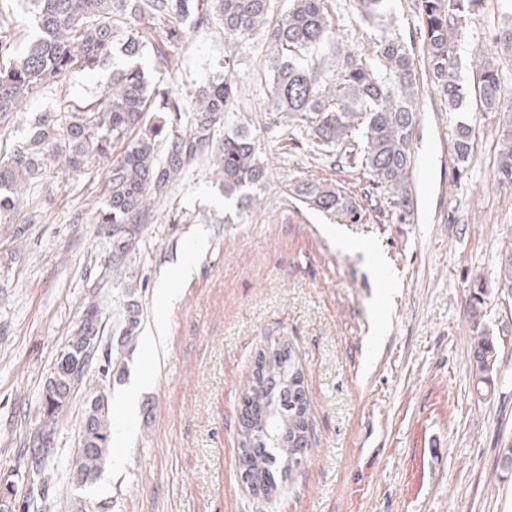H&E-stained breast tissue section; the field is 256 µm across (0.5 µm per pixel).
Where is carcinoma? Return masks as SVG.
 I'll return each instance as SVG.
<instances>
[{
  "label": "carcinoma",
  "mask_w": 512,
  "mask_h": 512,
  "mask_svg": "<svg viewBox=\"0 0 512 512\" xmlns=\"http://www.w3.org/2000/svg\"><path fill=\"white\" fill-rule=\"evenodd\" d=\"M31 6L35 33L20 47L0 31V119L19 110L23 102L48 85L63 82L75 69L95 71L120 54L125 67L112 69V84L62 117L42 112L27 137L0 157V223L20 208L23 197L45 170L46 161L63 159L68 170L80 172L115 145L122 152L112 160L107 197L95 216L108 227L112 239V267L117 268L137 250L143 225L154 218L153 208L167 196L176 177L197 161L211 157L224 188L245 210L259 203L257 190L266 177L250 130L243 124L216 137L236 96L232 75L234 55L224 56V72L192 95V112H184L181 97L166 99L172 127L164 152L155 146V132L141 131L153 98L140 63L153 56L160 74L169 71L171 41L184 29L219 25L224 37L237 43L264 31L270 51L271 112L281 113L288 125L306 133L320 157L336 158L364 170L369 185L385 191L390 212L399 224L414 210L410 171L412 143L419 120L420 80L448 102V111L471 107L493 112L498 124V162L495 177L512 184V104L504 101V79L499 65L487 60L473 68V83L465 86L458 74L459 42L469 21L486 0H416L423 31L422 59L389 26L381 27L374 50L366 54L345 51L336 68L328 55L336 49L332 0H292L288 11L277 14L272 0H26ZM385 0H357L361 16L381 22ZM143 21H174L167 41L148 42L134 33ZM130 33L117 38V30ZM490 38L501 55H512V15L498 24ZM474 128L456 123L454 158L460 175L474 162ZM296 193L312 208L336 215L350 224L363 223L366 208L337 183L299 181ZM501 287L512 288V250L499 258ZM485 290L471 296L469 316L474 343L471 365L481 383L493 380L497 343L482 326ZM138 289H126L125 315L112 332L120 347L136 335L140 320ZM100 328V306L85 309L63 353L56 358L43 388L40 416L48 419L35 433L27 453L40 472L53 455L54 431L68 407L86 367L98 348L88 336ZM304 373L293 350L275 342L263 349L243 389L240 420V471L269 495L277 488L276 475L291 473L307 460L310 431L309 401ZM95 387L83 403L80 442L73 452L69 483L89 486L100 476L111 455L112 403Z\"/></svg>",
  "instance_id": "obj_1"
}]
</instances>
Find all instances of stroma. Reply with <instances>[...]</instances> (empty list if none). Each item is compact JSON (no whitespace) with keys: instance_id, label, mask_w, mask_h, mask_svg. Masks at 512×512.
Masks as SVG:
<instances>
[{"instance_id":"obj_1","label":"stroma","mask_w":512,"mask_h":512,"mask_svg":"<svg viewBox=\"0 0 512 512\" xmlns=\"http://www.w3.org/2000/svg\"><path fill=\"white\" fill-rule=\"evenodd\" d=\"M344 48H370L377 26L353 0H335ZM512 0H487L460 43L470 58ZM235 51L232 122L246 125L267 167L259 205L242 217L208 161L173 184L144 225L135 253L107 272L111 242L96 224L111 157L80 174L48 165L12 223L0 224V482L29 496L24 450L54 361L99 300L104 338L122 320L127 286L140 287V334L113 351L124 372L109 389L111 459L86 495L95 512H512V290L498 260L512 249V185L499 184L496 117L471 112L475 164L456 174V113L419 91L413 140L414 212L346 224L308 209L301 180L336 181L362 195L368 181L315 156L309 141L269 112V53L262 35L231 45L219 27L182 34L174 81L199 88ZM111 69L76 71L0 120V148L23 141L34 119L98 95ZM174 293L167 341L148 342L155 291ZM485 289L486 329L498 346L496 377L477 384L468 315ZM289 343L310 400L309 458L280 478L271 498L253 494L238 467L243 388L261 348ZM146 379L134 420L122 395ZM84 392L54 435L56 452L30 512H67L69 461L78 444Z\"/></svg>"}]
</instances>
